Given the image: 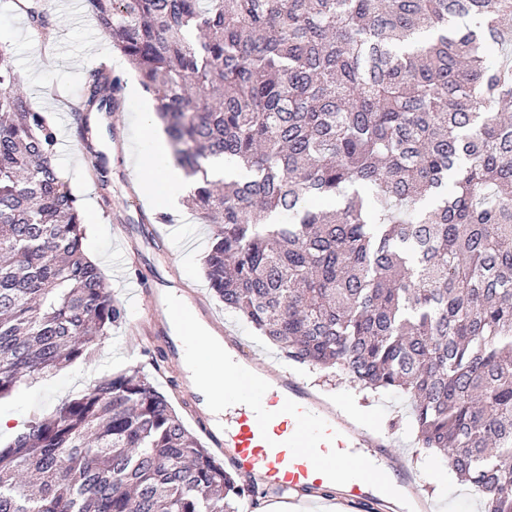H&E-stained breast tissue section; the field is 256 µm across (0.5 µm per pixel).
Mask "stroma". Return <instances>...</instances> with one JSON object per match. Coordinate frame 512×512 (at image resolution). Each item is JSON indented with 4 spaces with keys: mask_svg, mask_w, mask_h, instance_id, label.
<instances>
[{
    "mask_svg": "<svg viewBox=\"0 0 512 512\" xmlns=\"http://www.w3.org/2000/svg\"><path fill=\"white\" fill-rule=\"evenodd\" d=\"M54 22L53 40L42 46L33 41L25 17L14 0H0V43L11 51L22 86L37 101L58 128L55 165L77 198L82 213L95 217L98 235L83 240L85 253L105 261L108 290L126 311L125 321L113 326L98 340L89 358L67 366L19 393L0 399V413L30 422L55 406L78 395L95 381L128 369H138L169 397L190 430H197L194 410L182 394L171 388L168 366L158 358L149 336L156 326L141 321L132 286L146 278L155 291L175 290L216 335L232 334L242 349L255 358L271 361L304 380L321 395L347 401L353 416L367 418L376 431L386 434L392 448L413 466L430 486L435 512H482L479 499L455 477L439 482L428 455L416 452L410 430L411 408L395 395L380 398L359 391L341 371L290 364L279 348L257 336L236 315L225 311L208 286L203 270V252L212 233L211 225L180 207L171 217L175 232L156 234L157 207L148 195L149 171L132 166L140 150L137 117L144 98L123 92L119 110L107 113L96 137L95 153L76 147L74 115L62 108L63 101L75 100L88 71L83 61L95 53L114 63L113 71L123 82L136 80V72L123 63L108 38L98 29L85 0H50ZM105 168L108 188H100L97 168Z\"/></svg>",
    "mask_w": 512,
    "mask_h": 512,
    "instance_id": "1",
    "label": "stroma"
}]
</instances>
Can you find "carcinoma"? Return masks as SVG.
Instances as JSON below:
<instances>
[{
	"instance_id": "cac0c4a2",
	"label": "carcinoma",
	"mask_w": 512,
	"mask_h": 512,
	"mask_svg": "<svg viewBox=\"0 0 512 512\" xmlns=\"http://www.w3.org/2000/svg\"><path fill=\"white\" fill-rule=\"evenodd\" d=\"M215 225L213 295L295 363L411 405L419 450L512 512V0H87ZM50 34L47 0H15ZM0 45V398L126 319L84 254L58 131ZM120 76H85L110 112ZM236 169L214 180L212 158ZM127 370L0 442V512H243Z\"/></svg>"
}]
</instances>
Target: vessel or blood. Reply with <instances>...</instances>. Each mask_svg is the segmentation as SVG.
<instances>
[{
  "mask_svg": "<svg viewBox=\"0 0 512 512\" xmlns=\"http://www.w3.org/2000/svg\"><path fill=\"white\" fill-rule=\"evenodd\" d=\"M162 342L178 368L181 392L199 409L198 422L208 441L225 450L237 473L260 476L283 512H291L300 496L334 488L340 491L336 512H373L378 505L394 512L395 502L386 494L392 481L412 512H430L431 502L400 456L389 455L382 468L375 464L376 450L390 447L389 438L349 419L286 370L242 354L235 338H228L224 352L233 356L236 369L224 384L227 412L218 424L203 411V396L179 369L182 346L171 336Z\"/></svg>",
  "mask_w": 512,
  "mask_h": 512,
  "instance_id": "b4317fda",
  "label": "vessel or blood"
}]
</instances>
